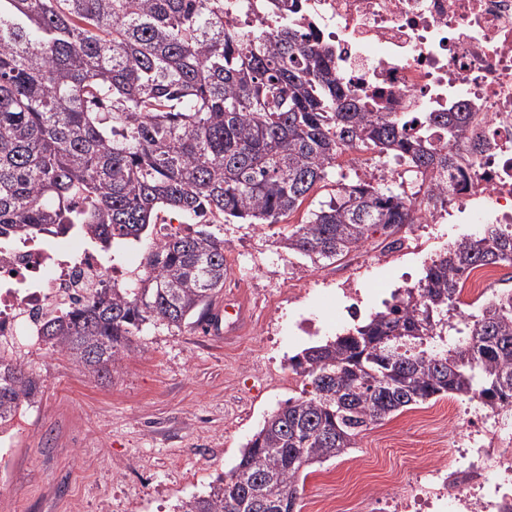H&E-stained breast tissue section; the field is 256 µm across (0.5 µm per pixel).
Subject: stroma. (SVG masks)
I'll return each instance as SVG.
<instances>
[{"mask_svg": "<svg viewBox=\"0 0 512 512\" xmlns=\"http://www.w3.org/2000/svg\"><path fill=\"white\" fill-rule=\"evenodd\" d=\"M211 230L226 242L228 276L236 281L223 290L236 310L233 326L216 336L196 324L147 330L106 383L51 347L34 351L29 365L42 380L31 405L34 427L15 438L16 465L0 481V512H175L232 469L273 410L307 390V379L291 378L289 359L315 339L296 335L295 324L313 319L323 339L343 333L336 322L343 276L356 273L361 312L371 314L379 293L417 286L449 243L484 227L469 209L420 225L414 252L383 258L374 238L339 267L299 264L269 229L217 223ZM297 283L293 301H277L279 289ZM470 406L448 397L415 406L371 426L357 446L369 449L374 468L389 469L396 449L430 448L428 416ZM352 484L345 459L313 465L299 481V503Z\"/></svg>", "mask_w": 512, "mask_h": 512, "instance_id": "stroma-1", "label": "stroma"}]
</instances>
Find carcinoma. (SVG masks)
<instances>
[{"label": "carcinoma", "mask_w": 512, "mask_h": 512, "mask_svg": "<svg viewBox=\"0 0 512 512\" xmlns=\"http://www.w3.org/2000/svg\"><path fill=\"white\" fill-rule=\"evenodd\" d=\"M251 0H0V237L65 235L96 247L140 240L161 214L201 228L145 254L132 281L49 322L52 347L109 381L153 326L203 321L228 275L223 222L272 228L336 173L351 150L390 157L427 181L421 205H448L455 143L470 112H427L414 130L366 112L336 79L333 49L269 0L268 25L237 15ZM403 186L341 184L282 234L288 254L343 264L414 223ZM512 266V225L491 224L431 260L403 308L375 312L290 358L313 391L264 420L232 470L177 512H300V476L343 457L374 423L448 396L512 411V292L458 311L465 273ZM40 391L0 356V426Z\"/></svg>", "instance_id": "1"}]
</instances>
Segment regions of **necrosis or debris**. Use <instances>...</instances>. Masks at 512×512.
Returning a JSON list of instances; mask_svg holds the SVG:
<instances>
[{
	"instance_id": "necrosis-or-debris-1",
	"label": "necrosis or debris",
	"mask_w": 512,
	"mask_h": 512,
	"mask_svg": "<svg viewBox=\"0 0 512 512\" xmlns=\"http://www.w3.org/2000/svg\"><path fill=\"white\" fill-rule=\"evenodd\" d=\"M300 21L335 51L336 77L372 112L414 122L466 106L476 115L456 145L470 151L451 200H485L512 224V0H302ZM109 255L77 235L0 238V353L20 362L44 345V326L111 290ZM456 413H439L435 446L405 451L375 476L363 459L355 512H512V434L479 433L452 448Z\"/></svg>"
}]
</instances>
